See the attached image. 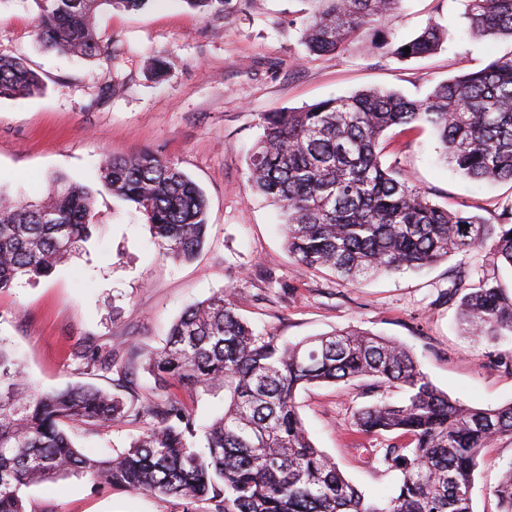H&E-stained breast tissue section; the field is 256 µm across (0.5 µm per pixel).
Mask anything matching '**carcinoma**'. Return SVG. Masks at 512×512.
<instances>
[{
  "label": "carcinoma",
  "mask_w": 512,
  "mask_h": 512,
  "mask_svg": "<svg viewBox=\"0 0 512 512\" xmlns=\"http://www.w3.org/2000/svg\"><path fill=\"white\" fill-rule=\"evenodd\" d=\"M149 0H35L34 35L47 50L106 59L93 19L141 10ZM203 14L224 0H184ZM301 40L313 54L334 53L369 39L400 0H312ZM466 31L512 38V0H468ZM448 30L425 28L393 49L409 58L438 49ZM410 53H404L405 47ZM39 75L0 57V99L40 93ZM430 126L446 162L474 182L512 183V57L450 78L421 99L373 89L331 98L299 111L264 112L249 154L247 185L280 208L295 261L333 274L345 286L365 276L419 272L452 253L487 248L512 268V207L496 223L434 204L405 178L398 161L378 151L384 133ZM102 187L142 213L158 253L193 259L207 237V199L176 163L150 153L108 157ZM94 192L60 178L37 204L0 196V292L22 278L50 276L91 237ZM448 298L460 296L457 320L479 341L512 336V292L485 277L465 294L466 276L448 275ZM114 346L88 340L71 352L80 366L112 371ZM143 370L157 387L138 385ZM123 394L92 385L36 391L20 360L0 343V512H27L24 489L85 474L114 490L182 501V512H473L471 488L484 449L512 438V401L479 408L433 384L410 348L355 326L294 344L258 336L220 292L186 308L165 344L125 353ZM369 380L398 389L353 414L361 437L396 433L407 440L368 449L396 476L392 495L365 494L317 448L296 402L320 383ZM176 381L190 392L224 389V413L201 429L183 399L159 394ZM139 422L141 434L108 457L75 447L68 430L105 431ZM498 512H512V466L492 490ZM206 505L201 511L196 504Z\"/></svg>",
  "instance_id": "obj_1"
}]
</instances>
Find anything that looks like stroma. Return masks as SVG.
I'll return each instance as SVG.
<instances>
[{
    "instance_id": "1",
    "label": "stroma",
    "mask_w": 512,
    "mask_h": 512,
    "mask_svg": "<svg viewBox=\"0 0 512 512\" xmlns=\"http://www.w3.org/2000/svg\"><path fill=\"white\" fill-rule=\"evenodd\" d=\"M466 9L467 0H402L382 25L387 47L369 51L352 42L338 53L313 55L299 29L308 0H226L222 13L205 16L184 0H150L138 12L97 15V35L112 51L99 61L45 50L33 32L34 0H0V56L24 59L44 86L34 97L0 99V190L35 201L62 176L96 192L85 252L49 277L0 293V341L22 358L32 386L91 383L116 391L120 369H77L69 357L75 344L94 338L159 346L189 304L224 289L259 333L296 342L354 325L411 347L451 397L483 408L512 401V371L487 365L491 355H511L512 341L492 348L476 341L460 329L456 304L442 298L449 269L464 268L471 284L492 272L487 251L347 288L290 257L276 206L246 186L260 113L297 111L369 89L419 99L448 78L512 56V40L463 35ZM431 23L453 32L435 53L410 60L392 54L391 45ZM156 60L163 63L158 78L150 72ZM381 146L384 161H399L433 202L489 220L512 205L511 183L463 178L441 160L429 129L388 130ZM140 152L178 163L207 198V239L191 261L161 258L142 215L100 189L104 156ZM297 401L313 442L348 479L367 494H392V475L365 461V449L380 447V439L349 432L353 412L371 401L366 382L311 387ZM139 432V425L122 422L106 433L77 428L72 439L101 457ZM511 465L512 439L484 450L474 512H497L491 490ZM24 496L30 512L179 510L176 501L115 491L81 474L32 485Z\"/></svg>"
}]
</instances>
